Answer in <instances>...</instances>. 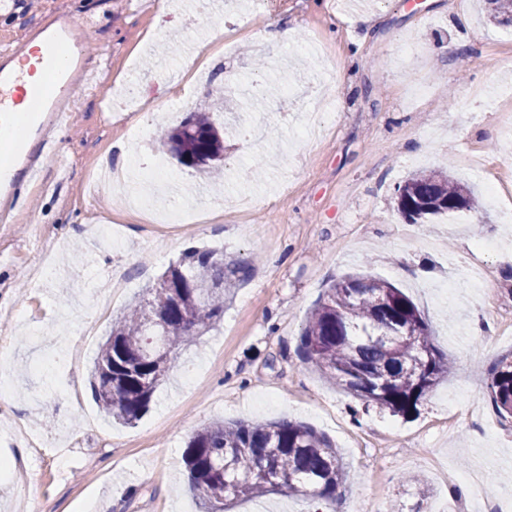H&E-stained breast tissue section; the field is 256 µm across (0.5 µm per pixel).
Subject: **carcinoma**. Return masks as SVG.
I'll return each mask as SVG.
<instances>
[{
    "label": "carcinoma",
    "instance_id": "obj_1",
    "mask_svg": "<svg viewBox=\"0 0 512 512\" xmlns=\"http://www.w3.org/2000/svg\"><path fill=\"white\" fill-rule=\"evenodd\" d=\"M488 21L512 25V0H486ZM215 101L161 135L187 168L221 178L224 139L213 121ZM397 206L410 224H427L455 211L478 209L474 189L446 171L417 172L397 187ZM251 263L224 260V253L192 247L170 264L148 298L112 320L91 374L101 409L131 424L148 410L170 370L150 336L176 349L213 330L224 318V297L248 278ZM414 302L391 283L347 276L332 284L307 316L299 348L305 360L354 397L407 416L442 378L448 360L429 339ZM490 398L498 413L512 416V352L490 371ZM183 461L191 490L204 512L224 503L287 491L336 499L347 473L336 448L313 428L291 421H214L187 442Z\"/></svg>",
    "mask_w": 512,
    "mask_h": 512
}]
</instances>
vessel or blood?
I'll use <instances>...</instances> for the list:
<instances>
[{"instance_id":"b4317fda","label":"vessel or blood","mask_w":512,"mask_h":512,"mask_svg":"<svg viewBox=\"0 0 512 512\" xmlns=\"http://www.w3.org/2000/svg\"><path fill=\"white\" fill-rule=\"evenodd\" d=\"M74 29V21L63 14L42 19L31 32L22 58L0 59V121L14 120L22 113L39 115L36 132L46 147L53 146L54 133L74 112L90 84L82 58H70L66 71L54 69ZM11 152V146L0 147V220L5 218L16 189L17 178L9 172Z\"/></svg>"}]
</instances>
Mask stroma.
I'll return each instance as SVG.
<instances>
[{"label": "stroma", "mask_w": 512, "mask_h": 512, "mask_svg": "<svg viewBox=\"0 0 512 512\" xmlns=\"http://www.w3.org/2000/svg\"><path fill=\"white\" fill-rule=\"evenodd\" d=\"M16 0L0 10V55L12 52L46 13L98 21L96 37L74 34L70 50L96 70L61 129L39 184H23L14 221L0 223V356L13 420L31 434L0 443V512L21 502L41 512H203L182 455L216 420H291L333 441L347 483L331 504L275 493L229 503L225 512H482L512 498V419L491 403L489 372L512 352V131L497 109L512 95V26L481 20L478 0H237L225 18L222 72L202 63L219 0ZM370 23H361V16ZM296 29L271 34L270 19ZM329 82L311 80L309 41ZM262 100L245 108L235 88L256 58ZM144 107L118 112L123 85ZM224 94L214 119L224 133L223 215L204 209L217 194L160 143L208 94ZM330 102L331 128L307 141L300 110ZM269 128L258 144L241 118ZM151 128L149 139L138 127ZM163 158L147 184L153 211H177L175 238L160 241L142 208L117 209L93 173ZM262 175H254L255 163ZM445 168L484 199L480 214L408 224L396 187L412 172ZM495 187L496 201L486 198ZM119 243L89 248L98 220ZM254 263L220 326L176 350L149 411L130 425L108 420L90 369L113 317L190 246ZM366 273L401 288L426 318L450 371L402 417L354 398L307 363L299 336L307 313L343 276ZM429 487L419 495L402 477Z\"/></svg>", "instance_id": "stroma-1"}]
</instances>
